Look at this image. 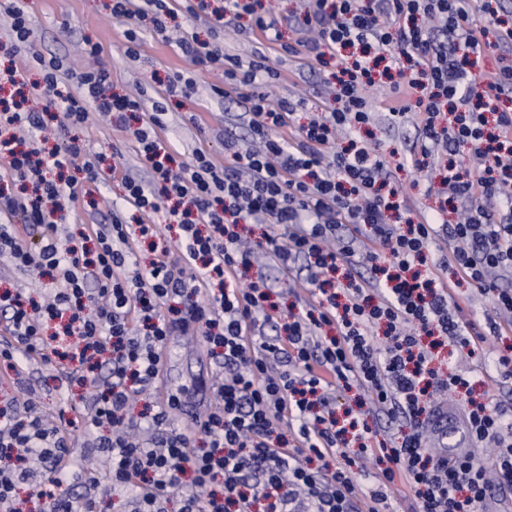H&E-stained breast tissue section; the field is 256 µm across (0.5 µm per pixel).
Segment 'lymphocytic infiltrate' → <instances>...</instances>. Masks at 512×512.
Returning a JSON list of instances; mask_svg holds the SVG:
<instances>
[{"label": "lymphocytic infiltrate", "instance_id": "lymphocytic-infiltrate-1", "mask_svg": "<svg viewBox=\"0 0 512 512\" xmlns=\"http://www.w3.org/2000/svg\"><path fill=\"white\" fill-rule=\"evenodd\" d=\"M207 18L209 39L187 32L176 47L194 65L221 71L247 89L248 128L258 148L225 137L224 163L195 150L184 156L162 134L171 101L193 98L194 76L167 78L152 104L117 94L100 64L99 44L84 50L96 66L75 80L56 58L33 52V28L20 0L5 5L12 44L31 55L10 78L31 87L30 110L0 97V256L30 279L56 280L34 299L0 291V374L13 373L22 398L0 408V512H18L30 486L40 512H99L104 493L126 512H389L399 489L409 512H483L489 490L512 486V410L493 394L468 400L472 445L496 451L492 466L430 447L427 432L448 418L440 393H470L469 373H440L436 349L481 357L488 336L512 329V26L501 0H303L293 17L311 59L333 67L335 106L298 122L304 99L275 96L279 73L262 51L242 61L218 37L232 28L262 33L282 51L278 20L264 0H184ZM126 29L125 54L142 34L163 37L170 0H110ZM494 67H486L489 50ZM383 66L396 94L392 121L414 114L409 162L437 172L438 206L411 212L379 147L358 144L372 122L368 92ZM109 116L130 135L152 179L126 171L121 150L86 158L77 136L90 113ZM61 119L71 135L44 150L34 137ZM120 175L112 221L59 230L57 212L92 196L104 172ZM460 220L448 221L449 206ZM42 226L29 244L30 226ZM451 248L433 256L437 240ZM284 272L307 271L298 308L280 317L271 288L243 283L256 255ZM491 293L496 318L479 331L460 306L461 286ZM199 324L218 371L214 401L190 425L173 424L178 395L158 397L172 336ZM54 366L60 388L87 389L73 417L37 412L25 367ZM356 390L408 433L375 444L362 412L337 417V390ZM145 399L132 414L135 399ZM83 428L102 463L71 490V436ZM357 443L371 460L373 487L362 488L354 461L337 462Z\"/></svg>", "mask_w": 512, "mask_h": 512}]
</instances>
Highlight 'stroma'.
<instances>
[{"instance_id":"stroma-1","label":"stroma","mask_w":512,"mask_h":512,"mask_svg":"<svg viewBox=\"0 0 512 512\" xmlns=\"http://www.w3.org/2000/svg\"><path fill=\"white\" fill-rule=\"evenodd\" d=\"M107 2L23 0L22 6L34 29L36 51L45 57L59 59L65 69L78 72L85 64L81 52L83 39L98 42L102 47L100 60L111 72L115 91L128 93L139 90L148 97L155 94L156 77L188 69V62L178 54L173 44L148 32L143 35L139 57H126L124 26L112 18ZM269 57L271 65L282 75L281 81L273 88L274 94L306 98L315 112L332 107L331 97L322 92V85L328 76L326 68L307 67L305 56L301 53L291 56L273 50ZM196 79V97L185 101L181 108L171 110L164 137L185 154L196 148L204 149L220 165L224 162L222 130L228 127L236 135L243 137L247 134V122L242 118L246 105L235 93L226 98L213 95L210 87L222 84L221 74L200 69L196 72ZM389 96L390 92L385 87L377 86L370 90L368 105L373 123L366 140L380 144L384 153H396L398 159L402 160L409 155L416 130L409 123L394 124L389 121ZM79 135L85 140L88 154L92 157L101 152H111L113 146L122 147L126 152L130 174L142 182H149V173L136 158L134 143L126 133L112 127L109 121L98 114H90ZM395 177L413 209L437 205L439 197L431 187L430 173L407 166L397 171ZM120 190L119 178L105 173L94 191L96 207H77L67 215L66 225L109 223L107 203ZM215 373V366L202 343L198 326H191L187 333L172 338L165 357L164 383L169 390L175 391L185 386L194 390L203 384L212 385ZM53 374L52 367H35L30 372V383L43 411L54 418L60 409L79 403L80 395L56 390Z\"/></svg>"}]
</instances>
